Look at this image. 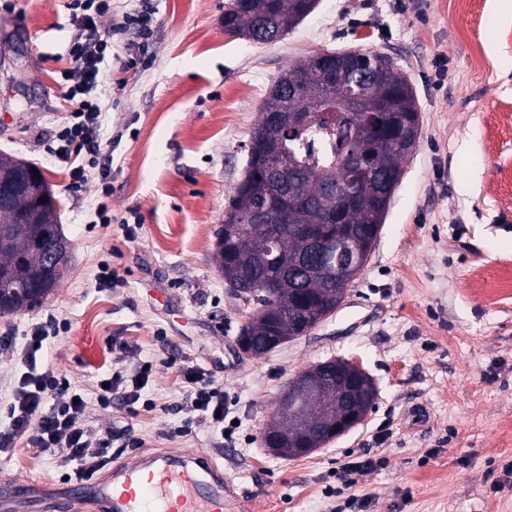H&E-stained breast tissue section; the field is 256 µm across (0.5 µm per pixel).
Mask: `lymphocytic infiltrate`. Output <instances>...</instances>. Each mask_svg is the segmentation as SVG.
<instances>
[{
	"label": "lymphocytic infiltrate",
	"mask_w": 512,
	"mask_h": 512,
	"mask_svg": "<svg viewBox=\"0 0 512 512\" xmlns=\"http://www.w3.org/2000/svg\"><path fill=\"white\" fill-rule=\"evenodd\" d=\"M70 19L79 34L70 44V65L61 73L62 87L73 110L71 119L57 134L55 157L68 163L70 185L82 187L88 170H96L100 181L111 175L112 153L102 136V110L97 102L100 65L112 52L111 36L101 34L99 19L111 10V0H68ZM83 164L71 165L72 156ZM181 377L191 396V408L218 429L220 439L234 440L235 424L229 423V408L223 391L207 381L202 370L183 365ZM66 379L51 370L29 369L11 389V422L0 431V448L23 440L53 453L68 478L82 481L93 477L106 463L104 440L86 426V405Z\"/></svg>",
	"instance_id": "f902f5d3"
}]
</instances>
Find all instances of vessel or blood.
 I'll list each match as a JSON object with an SVG mask.
<instances>
[{"instance_id": "b4317fda", "label": "vessel or blood", "mask_w": 512, "mask_h": 512, "mask_svg": "<svg viewBox=\"0 0 512 512\" xmlns=\"http://www.w3.org/2000/svg\"><path fill=\"white\" fill-rule=\"evenodd\" d=\"M31 481L0 476V505L30 503ZM87 501L102 512H241L243 498L224 470L203 452L131 454L118 466L54 496L46 512H72Z\"/></svg>"}]
</instances>
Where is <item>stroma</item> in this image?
I'll return each instance as SVG.
<instances>
[{"instance_id": "stroma-1", "label": "stroma", "mask_w": 512, "mask_h": 512, "mask_svg": "<svg viewBox=\"0 0 512 512\" xmlns=\"http://www.w3.org/2000/svg\"><path fill=\"white\" fill-rule=\"evenodd\" d=\"M225 0H112L101 32L123 13L150 8L153 34H115L101 65L103 136L112 142L115 223L95 217L101 185L70 186L48 144L70 105L59 84L77 29L63 0H0V151L35 163L51 185L71 243L69 273L40 307L0 315V427L9 389L25 369L31 324L67 327L43 361L84 393L86 426L120 460L139 450L208 453L247 498L244 512H512V292L488 298L474 270L512 282V130L491 112L512 113V0H318L279 43L224 31ZM493 66L474 67L475 46ZM375 51L412 85L420 136L402 164L369 261L343 306L307 337L260 356L236 349L242 303L214 263L216 232L246 166V148L281 68L320 52ZM136 68L122 65L127 52ZM448 76L441 89L436 65ZM137 218L127 237L119 218ZM109 264L124 286L96 284ZM343 357L374 379L366 420L320 450L281 458L262 432L276 397L300 369ZM152 363L143 400L99 382ZM200 367L223 388L240 422L235 444L217 447L209 422L193 419L178 375ZM368 455L353 485L334 469ZM65 488L54 457L21 443L0 452V474Z\"/></svg>"}]
</instances>
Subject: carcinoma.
Listing matches in <instances>:
<instances>
[{
	"instance_id": "1",
	"label": "carcinoma",
	"mask_w": 512,
	"mask_h": 512,
	"mask_svg": "<svg viewBox=\"0 0 512 512\" xmlns=\"http://www.w3.org/2000/svg\"><path fill=\"white\" fill-rule=\"evenodd\" d=\"M315 8L310 0H229L224 9V32L258 43L279 41ZM331 56L340 76L336 84L325 82L319 74ZM380 65L385 67V77L368 85L361 111L335 116L322 112L336 106L356 80ZM282 72L290 76L300 73L306 79L298 95L277 87L282 82L279 77L269 88L251 135L253 145L248 149L244 180L234 188L224 211L232 223L226 222L218 230L214 253L218 271L228 284L246 287L261 279L279 280L277 297L256 321L242 326L238 336L239 345L255 354L267 352L269 336L294 335L298 317L315 319L336 307L339 285L332 279L336 250L323 252L316 261L311 259L308 232L317 227L330 236L342 235L355 248L356 256H361L382 227L387 178L402 172L403 161L416 148L408 135L390 138L386 132L420 121L413 87L383 54L334 52L324 54L322 60L316 54L289 64ZM285 109L308 115L305 125L284 137L283 149L274 161L280 183L299 191L286 224L277 209L266 207L279 195L280 183L272 181L258 145L269 115ZM355 151L368 162L369 169L349 164ZM31 166L26 160L0 154V183H11L23 172L30 181L28 190L0 209V225L15 224L21 217L27 221L24 230L0 236V275L18 285L8 301L10 314L37 306L29 288L31 273L44 265L43 245L37 236L45 241L64 236L51 186L41 170L31 171ZM355 181L359 191L351 196L346 188ZM277 254L290 265L278 268L273 262ZM355 374L352 367L342 371L336 376V388L322 395L299 394L295 427L285 426L280 415L274 414L267 448L281 458L298 456L302 430L321 429L336 420L341 411L339 390Z\"/></svg>"
}]
</instances>
